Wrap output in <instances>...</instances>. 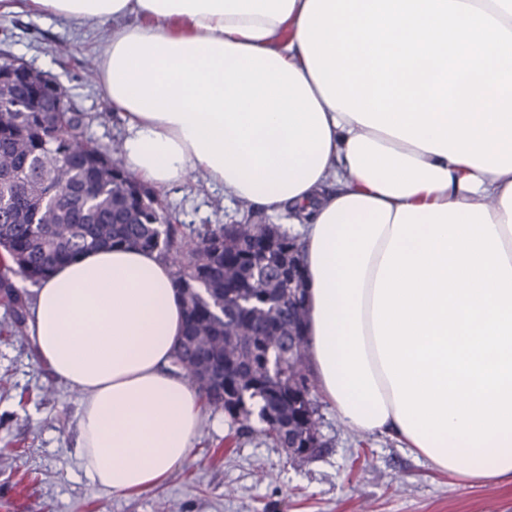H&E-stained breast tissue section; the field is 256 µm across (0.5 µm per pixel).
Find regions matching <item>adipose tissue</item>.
<instances>
[{"instance_id":"obj_1","label":"adipose tissue","mask_w":512,"mask_h":512,"mask_svg":"<svg viewBox=\"0 0 512 512\" xmlns=\"http://www.w3.org/2000/svg\"><path fill=\"white\" fill-rule=\"evenodd\" d=\"M89 30L122 167L193 173L290 224L318 394L468 485L512 477V0H0ZM29 333L82 394L77 457L118 495L185 463L204 398L172 368L158 253L97 248L34 290Z\"/></svg>"}]
</instances>
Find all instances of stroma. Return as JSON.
<instances>
[{
  "label": "stroma",
  "instance_id": "1",
  "mask_svg": "<svg viewBox=\"0 0 512 512\" xmlns=\"http://www.w3.org/2000/svg\"><path fill=\"white\" fill-rule=\"evenodd\" d=\"M105 31L86 35L25 12L0 15V60L54 79L86 116L83 135L120 145L124 123L107 102L95 60ZM185 224H284L252 203L225 201L202 175L160 190ZM81 394L60 383L29 339L0 333V512H512V480L465 485L387 436L346 427L322 407L324 448L292 459L264 437L237 443L223 411L205 409L184 466L163 486L115 495L77 467Z\"/></svg>",
  "mask_w": 512,
  "mask_h": 512
}]
</instances>
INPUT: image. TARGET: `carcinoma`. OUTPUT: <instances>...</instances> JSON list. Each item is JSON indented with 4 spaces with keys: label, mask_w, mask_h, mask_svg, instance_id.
<instances>
[{
    "label": "carcinoma",
    "mask_w": 512,
    "mask_h": 512,
    "mask_svg": "<svg viewBox=\"0 0 512 512\" xmlns=\"http://www.w3.org/2000/svg\"><path fill=\"white\" fill-rule=\"evenodd\" d=\"M0 69L21 76L0 90V283L15 272L38 283L53 266L98 247L156 251L174 268L185 304L186 331L172 365L222 410L236 435L259 432L278 448L305 458L303 443L320 418L305 350L304 290L288 286L282 268L296 238L265 224L266 244L243 240L245 224L185 229L157 194L128 191L119 161L82 138L85 115L64 102L42 112L55 83L27 79L26 64ZM68 157L64 168L58 155ZM233 287L224 288V270ZM10 332L26 336L29 299L0 289ZM263 428L255 430L251 417Z\"/></svg>",
    "instance_id": "obj_1"
}]
</instances>
